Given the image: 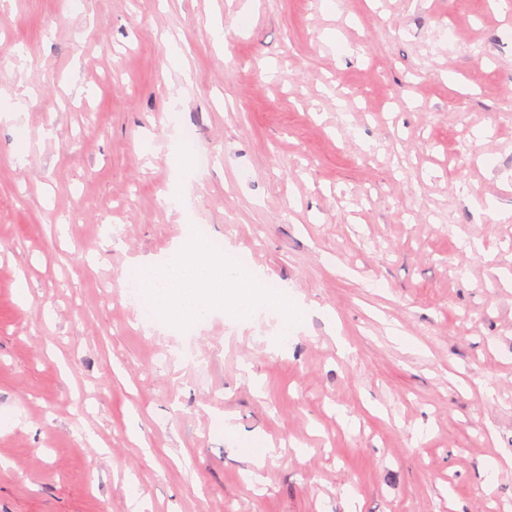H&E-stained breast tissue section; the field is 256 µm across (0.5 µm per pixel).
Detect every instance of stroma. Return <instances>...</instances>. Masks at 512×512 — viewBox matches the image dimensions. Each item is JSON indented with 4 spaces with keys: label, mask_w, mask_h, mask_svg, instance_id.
<instances>
[{
    "label": "stroma",
    "mask_w": 512,
    "mask_h": 512,
    "mask_svg": "<svg viewBox=\"0 0 512 512\" xmlns=\"http://www.w3.org/2000/svg\"><path fill=\"white\" fill-rule=\"evenodd\" d=\"M1 12L0 512L512 501V0ZM189 224L297 320L141 321L119 283Z\"/></svg>",
    "instance_id": "obj_1"
}]
</instances>
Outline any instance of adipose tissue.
<instances>
[{
    "label": "adipose tissue",
    "mask_w": 512,
    "mask_h": 512,
    "mask_svg": "<svg viewBox=\"0 0 512 512\" xmlns=\"http://www.w3.org/2000/svg\"><path fill=\"white\" fill-rule=\"evenodd\" d=\"M130 274L141 288L142 307L170 329L221 309L241 316L264 309L284 322L292 306L287 289L265 291L255 272L226 268L223 258L202 242H181L173 258L134 263Z\"/></svg>",
    "instance_id": "ef3b65f1"
}]
</instances>
